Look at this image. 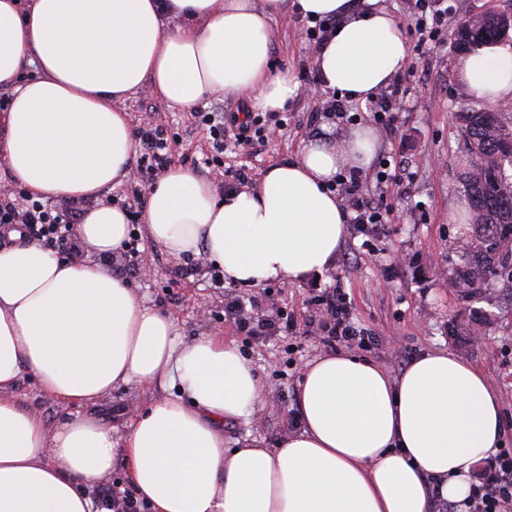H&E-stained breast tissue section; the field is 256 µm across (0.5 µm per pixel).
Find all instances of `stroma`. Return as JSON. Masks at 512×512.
Listing matches in <instances>:
<instances>
[{
  "mask_svg": "<svg viewBox=\"0 0 512 512\" xmlns=\"http://www.w3.org/2000/svg\"><path fill=\"white\" fill-rule=\"evenodd\" d=\"M432 5L447 7L448 24L436 41L419 51L413 48L414 37H407L406 68L411 75L404 106L391 127L376 130L377 155L395 152L405 168L399 185L389 186L387 192L395 219L378 231L347 229L335 268L323 275L322 282L342 283L351 300V322L376 336L364 357L391 373H400L426 351L451 352L481 371L498 394L504 445L512 448V292L491 282L468 296L450 284L461 245L473 231L471 225L454 221L467 206L458 178L465 140L454 114L474 102L454 78L456 52L450 36L470 13L512 10V0H432ZM274 30L271 60L288 68L299 85L288 108L296 122L261 151L228 152L223 167H206L209 136L195 128L190 113L168 106L148 86L119 102V110L131 125H163L177 139L172 146L174 164L196 170L216 187H223L227 166H245L251 180H258L269 166L293 160L309 139L333 138L351 128L345 119L321 112L333 93L317 79L314 57L304 49L296 16L276 20ZM116 266L146 302L177 317L185 338L221 333L235 340L268 387L255 419L225 423L227 446L251 436L271 448L291 432L302 368L325 350L320 336H250L225 315L224 308L232 299L254 298L258 304L253 315L272 319L277 309L287 307L302 325L316 317L314 307L306 303L305 282L217 288L211 284V263L201 258L174 261L146 237L135 257L118 259ZM146 267L151 276H143Z\"/></svg>",
  "mask_w": 512,
  "mask_h": 512,
  "instance_id": "1",
  "label": "stroma"
}]
</instances>
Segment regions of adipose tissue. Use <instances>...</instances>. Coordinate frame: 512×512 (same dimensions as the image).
I'll use <instances>...</instances> for the list:
<instances>
[{
	"instance_id": "ef3b65f1",
	"label": "adipose tissue",
	"mask_w": 512,
	"mask_h": 512,
	"mask_svg": "<svg viewBox=\"0 0 512 512\" xmlns=\"http://www.w3.org/2000/svg\"><path fill=\"white\" fill-rule=\"evenodd\" d=\"M337 25L314 57L322 85L366 103L404 69L400 23L379 0H0V178L36 199H84L65 259L11 232L0 249V512H98L88 490L114 469L150 512H437L463 503L478 460L502 442L487 377L450 352L415 357L399 376L338 350L309 361L301 426L276 447H226L224 425L253 417L267 388L234 341L184 338L112 270L129 238L104 197L127 178L133 131L118 101L151 84L185 111L210 96L285 111L298 84L273 68V22L289 9ZM35 77H26L27 68ZM460 84L512 101V51L461 53ZM369 127L319 137L248 190L218 192L176 165L147 192L144 225L168 257L202 255L224 282L258 287L332 271L347 215L329 190L367 167ZM67 406L48 424L13 392L25 377ZM131 384L154 389L124 433L96 413Z\"/></svg>"
}]
</instances>
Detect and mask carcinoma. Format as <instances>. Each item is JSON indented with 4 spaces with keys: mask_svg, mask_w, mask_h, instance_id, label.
Returning <instances> with one entry per match:
<instances>
[{
    "mask_svg": "<svg viewBox=\"0 0 512 512\" xmlns=\"http://www.w3.org/2000/svg\"><path fill=\"white\" fill-rule=\"evenodd\" d=\"M504 40L484 12L471 28L457 29L459 52L489 41ZM466 141L459 181L471 212L473 238L453 271L454 281L476 291L486 282L512 284V121L489 106H469L455 113Z\"/></svg>",
    "mask_w": 512,
    "mask_h": 512,
    "instance_id": "1",
    "label": "carcinoma"
}]
</instances>
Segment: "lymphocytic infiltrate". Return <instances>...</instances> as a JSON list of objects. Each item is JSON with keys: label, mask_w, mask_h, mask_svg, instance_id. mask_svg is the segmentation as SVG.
<instances>
[{"label": "lymphocytic infiltrate", "mask_w": 512, "mask_h": 512, "mask_svg": "<svg viewBox=\"0 0 512 512\" xmlns=\"http://www.w3.org/2000/svg\"><path fill=\"white\" fill-rule=\"evenodd\" d=\"M198 127L206 130L211 137L213 162H220L228 146L246 148L264 141L275 130L288 126V115L284 112H249L238 115L235 112L194 113ZM139 141L137 166L144 177L145 186L134 190L133 206L141 208L146 186L159 178L171 165L168 138L160 125L146 124L135 130ZM336 190L345 209L351 215L355 229L365 225L374 226L390 223L392 209L383 198L372 197L356 175L339 176ZM80 210L76 207H60L51 202L34 200L23 192L0 198V237L11 231L24 233L31 240L43 242L58 250L70 249L74 242L73 228L78 224ZM309 304L319 306L326 320L328 331L323 342L354 343L359 347L368 346L370 339L363 331L354 327L349 320L350 299L342 286L323 288L319 279L310 282ZM234 316L240 329L255 336L268 331L291 333L296 329V319L287 311H280L278 320L255 317L247 314L239 300H232L225 308ZM472 490L469 495L468 512H512V453L499 452L480 460L472 475Z\"/></svg>", "instance_id": "lymphocytic-infiltrate-1"}]
</instances>
